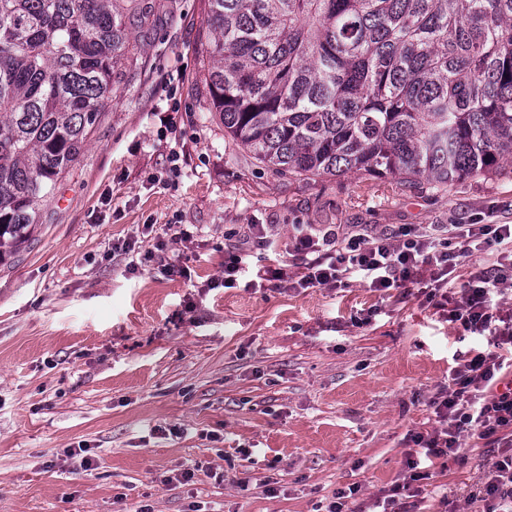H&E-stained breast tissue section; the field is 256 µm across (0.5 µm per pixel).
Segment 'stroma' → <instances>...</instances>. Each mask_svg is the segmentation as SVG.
Returning <instances> with one entry per match:
<instances>
[{
	"mask_svg": "<svg viewBox=\"0 0 512 512\" xmlns=\"http://www.w3.org/2000/svg\"><path fill=\"white\" fill-rule=\"evenodd\" d=\"M207 12L154 0L136 67L32 240L0 264V512H324L350 487L348 508L370 512L402 482L411 434L436 429L429 402L456 357L483 343L419 285L212 287L228 249L247 272L263 256L252 224L271 225L290 274L300 224H512V165L447 190L274 174L211 119ZM449 248L455 292L501 251ZM462 454L421 480L420 512H480L467 495L488 447Z\"/></svg>",
	"mask_w": 512,
	"mask_h": 512,
	"instance_id": "35a3bbf8",
	"label": "stroma"
}]
</instances>
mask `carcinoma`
<instances>
[{"label": "carcinoma", "instance_id": "1", "mask_svg": "<svg viewBox=\"0 0 512 512\" xmlns=\"http://www.w3.org/2000/svg\"><path fill=\"white\" fill-rule=\"evenodd\" d=\"M209 111L260 164L441 189L512 162V0H208ZM142 0H0V264L29 242Z\"/></svg>", "mask_w": 512, "mask_h": 512}]
</instances>
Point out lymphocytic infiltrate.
<instances>
[{
	"label": "lymphocytic infiltrate",
	"instance_id": "obj_1",
	"mask_svg": "<svg viewBox=\"0 0 512 512\" xmlns=\"http://www.w3.org/2000/svg\"><path fill=\"white\" fill-rule=\"evenodd\" d=\"M464 239L474 247L510 243L491 267L473 272L457 297L445 289L454 271L449 239ZM294 251L298 270L258 265L250 287L270 284L278 288H322L347 284L361 278L378 291L428 279L430 297L449 304L448 320L464 330L484 336L486 348L463 356L451 373V387L440 389L430 401L438 427L432 433H415L411 442L418 457H407L409 470L402 483L380 491L376 504L381 512H407L406 501L419 497L420 480L436 466L458 459L464 439L474 437L495 448L486 469L469 496L484 505L483 512H512V314L501 315L497 298L512 287V225L451 224L447 229L403 224L394 230L359 229L339 238L330 229L316 236L299 231Z\"/></svg>",
	"mask_w": 512,
	"mask_h": 512
}]
</instances>
